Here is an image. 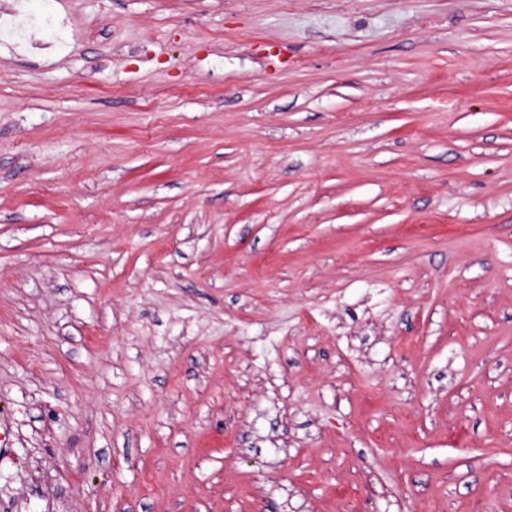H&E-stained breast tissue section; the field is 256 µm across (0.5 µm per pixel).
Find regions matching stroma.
I'll use <instances>...</instances> for the list:
<instances>
[{"instance_id":"stroma-1","label":"stroma","mask_w":512,"mask_h":512,"mask_svg":"<svg viewBox=\"0 0 512 512\" xmlns=\"http://www.w3.org/2000/svg\"><path fill=\"white\" fill-rule=\"evenodd\" d=\"M24 2L0 497L512 512V0ZM51 26V21L48 19L36 20L34 18H28L25 22H20L17 19V13L14 10H9L0 14V34H16L18 30L25 27L36 30L47 28ZM35 32L31 39H26L22 36L19 37L17 45L24 51L36 52L46 48L52 47H64L68 42V34L66 28L63 26L54 27L52 30V36L54 40L52 42H43L36 37Z\"/></svg>"}]
</instances>
